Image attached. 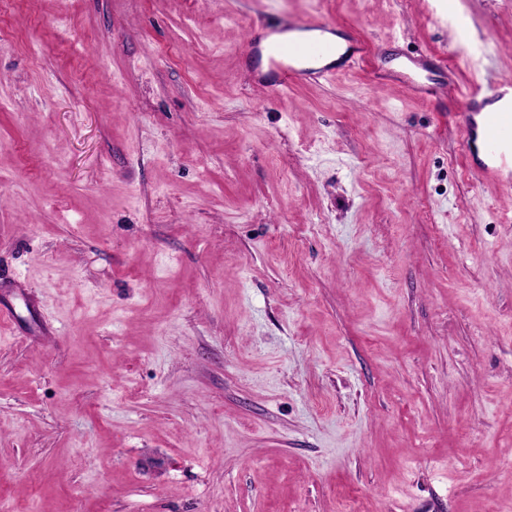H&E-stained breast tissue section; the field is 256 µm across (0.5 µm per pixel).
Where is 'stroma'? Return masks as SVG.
Wrapping results in <instances>:
<instances>
[{
  "instance_id": "35a3bbf8",
  "label": "stroma",
  "mask_w": 512,
  "mask_h": 512,
  "mask_svg": "<svg viewBox=\"0 0 512 512\" xmlns=\"http://www.w3.org/2000/svg\"><path fill=\"white\" fill-rule=\"evenodd\" d=\"M0 0V512H512V189L371 65L512 77V0ZM330 34L335 39L320 40L301 33ZM375 58L371 76L380 85L397 81L407 93L423 102L448 94L456 66L431 51L417 55L401 54L403 71L381 68L375 51L354 28L322 21L288 22L284 27L259 24L252 32L244 69L253 83L277 92L300 83H317L344 73ZM264 63V68L259 64ZM258 64V65H257Z\"/></svg>"
}]
</instances>
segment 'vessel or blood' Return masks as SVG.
Segmentation results:
<instances>
[{
	"mask_svg": "<svg viewBox=\"0 0 512 512\" xmlns=\"http://www.w3.org/2000/svg\"><path fill=\"white\" fill-rule=\"evenodd\" d=\"M378 53L354 28L322 21H296L283 27L258 25L252 32L244 69L252 82L278 92L344 73ZM400 71L374 65L375 83H401L423 102L447 94L456 68L431 51L402 56ZM462 109L464 157L488 184L512 186V77L473 85L457 100Z\"/></svg>",
	"mask_w": 512,
	"mask_h": 512,
	"instance_id": "obj_1",
	"label": "vessel or blood"
}]
</instances>
